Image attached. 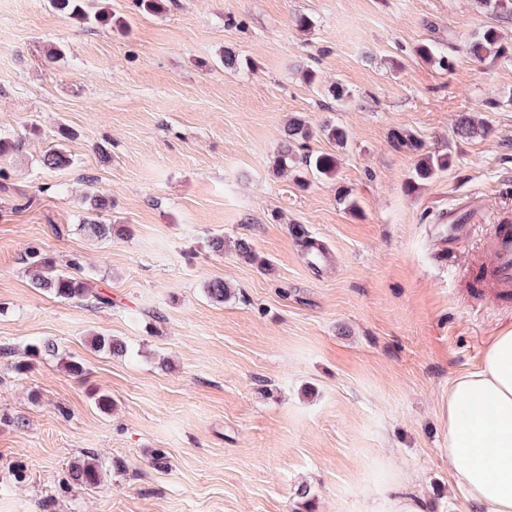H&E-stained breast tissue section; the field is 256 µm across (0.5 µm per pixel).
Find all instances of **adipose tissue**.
Returning a JSON list of instances; mask_svg holds the SVG:
<instances>
[{"label": "adipose tissue", "mask_w": 512, "mask_h": 512, "mask_svg": "<svg viewBox=\"0 0 512 512\" xmlns=\"http://www.w3.org/2000/svg\"><path fill=\"white\" fill-rule=\"evenodd\" d=\"M441 453L467 499L481 512H512V328L492 337L477 368L453 381L439 405ZM412 470L369 484V512H426Z\"/></svg>", "instance_id": "ef3b65f1"}]
</instances>
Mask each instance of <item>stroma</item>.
I'll list each match as a JSON object with an SVG mask.
<instances>
[{
    "label": "stroma",
    "instance_id": "obj_1",
    "mask_svg": "<svg viewBox=\"0 0 512 512\" xmlns=\"http://www.w3.org/2000/svg\"><path fill=\"white\" fill-rule=\"evenodd\" d=\"M95 5L127 30L0 0V137L15 144L0 156V345L19 360L58 346L22 374L0 361V512H361L386 468L416 471L430 512H475L439 452L438 403L512 326V299L468 273L512 221V57L467 52L488 27L512 44V17L479 0ZM423 42L450 68L417 56ZM464 113L488 134L459 136ZM295 117L314 131L309 152L337 157L335 176L277 173ZM328 122L346 146L320 134ZM54 147L71 163L50 171ZM428 154L448 168L409 189ZM88 190L111 200L99 219L123 236L80 231ZM467 203L472 234L449 249L442 217ZM32 246L61 269L80 259L111 307L35 288ZM215 279L231 291L221 303L205 292ZM96 335L127 355L94 349ZM86 451L101 483L62 491Z\"/></svg>",
    "mask_w": 512,
    "mask_h": 512
}]
</instances>
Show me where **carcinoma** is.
Here are the masks:
<instances>
[{
    "label": "carcinoma",
    "instance_id": "cac0c4a2",
    "mask_svg": "<svg viewBox=\"0 0 512 512\" xmlns=\"http://www.w3.org/2000/svg\"><path fill=\"white\" fill-rule=\"evenodd\" d=\"M91 0H51L53 6L67 13L70 18L79 24H84L94 19L98 22L107 21V16L89 10ZM469 53L479 59L486 56L499 57L508 53V49L501 43L498 31L494 28H486L476 34L469 45ZM457 132L463 137H474L485 134V126L474 122L468 115L463 114L457 123ZM313 136V130L300 121L288 123L284 129L285 142L280 155L277 157L276 166L281 171H288L289 164L300 162L313 174L326 177L335 175L337 168L336 157L329 154L313 155L305 153L296 154V150L306 148V141ZM68 156L60 149H51L43 157V165L49 170H54L66 165ZM449 165L447 155H428L420 158L415 166L414 175L409 181V187L414 188L423 181L434 178L437 172L444 170ZM80 229L89 235L106 239L120 232L115 224H102L95 221L86 222ZM25 263L32 275L35 287L51 292L57 298L75 301H92L99 307L112 306V298L98 294L88 288L85 278L78 275L79 261L70 263V271L64 272L57 269L55 261L39 248L28 250ZM94 348L106 350L114 355L126 354L127 348L123 341L112 336H95L92 338ZM102 473L98 460L94 454H84L73 461L67 475L62 481V487L66 490L73 486L85 488L95 487L101 481Z\"/></svg>",
    "mask_w": 512,
    "mask_h": 512
}]
</instances>
